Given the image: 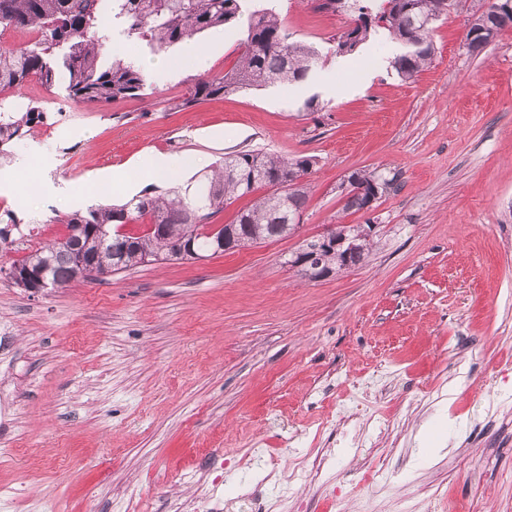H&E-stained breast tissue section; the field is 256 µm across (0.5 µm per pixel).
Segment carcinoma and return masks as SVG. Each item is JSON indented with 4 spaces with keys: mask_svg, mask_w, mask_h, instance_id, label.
<instances>
[{
    "mask_svg": "<svg viewBox=\"0 0 512 512\" xmlns=\"http://www.w3.org/2000/svg\"><path fill=\"white\" fill-rule=\"evenodd\" d=\"M357 16L335 38L338 55L357 49L371 33L385 31L408 46L395 58L392 67L403 80H412L433 59L430 32L445 13L458 7L459 0H382L372 11L363 0H351ZM247 16V26L238 45L234 65L221 74H200L194 78L188 97L173 102L174 108L187 106L203 97L265 87L274 82L305 79L321 59L312 46L290 40L280 14L272 7L246 4V0H0V32L34 29L38 38L16 52L0 49V159L8 157L3 146L23 137L44 123L42 106L16 109L7 93L22 90L30 83L47 89L63 79L69 99L103 106L118 100L144 95L146 75L142 69L112 53V62L102 61L100 30L109 19L129 41L141 40L154 50H165L190 40L207 30L225 27ZM512 28V0H492L486 11L469 15L465 41L469 51L485 49L489 31L500 34ZM233 165L235 176L225 174ZM314 159L288 157L262 150L224 155L210 176L192 187H171L153 196H135L124 205H93L84 214L67 220L68 232L78 231L76 249L56 241L31 251L11 263L8 277L15 285V270L44 272L49 288H66L77 278L76 259L83 253L105 273L132 270L150 261L169 260L170 251L191 242L195 251L208 253L224 234L209 231L224 207L253 196L238 211L233 225L237 247L244 248L254 238L261 241L288 235V220L303 212L309 197L307 180ZM288 183V197L256 195L264 187ZM156 222L165 232L142 228L127 230L129 224Z\"/></svg>",
    "mask_w": 512,
    "mask_h": 512,
    "instance_id": "cac0c4a2",
    "label": "carcinoma"
}]
</instances>
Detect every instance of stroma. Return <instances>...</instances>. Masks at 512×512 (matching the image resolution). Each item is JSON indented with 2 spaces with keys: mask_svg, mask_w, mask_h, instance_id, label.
I'll use <instances>...</instances> for the list:
<instances>
[{
  "mask_svg": "<svg viewBox=\"0 0 512 512\" xmlns=\"http://www.w3.org/2000/svg\"><path fill=\"white\" fill-rule=\"evenodd\" d=\"M321 59L307 80L173 110L197 69L182 46L138 99L61 102L0 170V497L12 512H512V28L467 53L461 0L411 81L405 45L371 36L336 59L346 13L267 0ZM242 26L194 42L230 68ZM316 99L317 111L306 101ZM315 157L297 234L205 261L152 263L29 293L6 267L64 237L63 217L154 193L153 157ZM120 167L125 185L108 178ZM360 169L395 179L373 212L343 211ZM96 185L100 194L89 193ZM377 226L350 272L299 279L285 260L329 224Z\"/></svg>",
  "mask_w": 512,
  "mask_h": 512,
  "instance_id": "35a3bbf8",
  "label": "stroma"
}]
</instances>
